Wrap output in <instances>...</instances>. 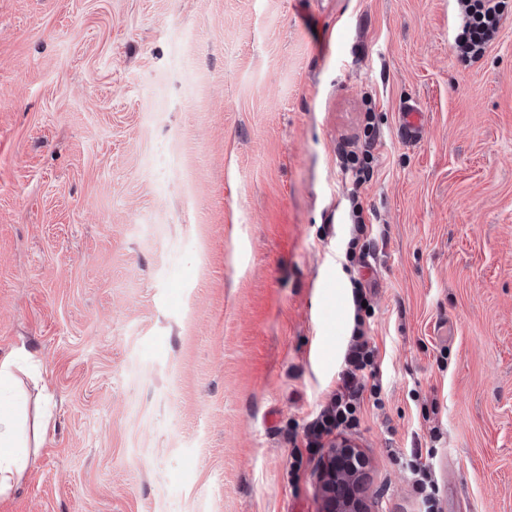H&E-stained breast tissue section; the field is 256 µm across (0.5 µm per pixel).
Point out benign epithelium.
Masks as SVG:
<instances>
[{
    "label": "benign epithelium",
    "mask_w": 512,
    "mask_h": 512,
    "mask_svg": "<svg viewBox=\"0 0 512 512\" xmlns=\"http://www.w3.org/2000/svg\"><path fill=\"white\" fill-rule=\"evenodd\" d=\"M358 456L346 442L327 448L320 470L325 512H365L362 499L354 493L363 481V467L355 462Z\"/></svg>",
    "instance_id": "obj_1"
}]
</instances>
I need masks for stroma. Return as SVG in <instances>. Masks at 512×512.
Here are the masks:
<instances>
[{"label": "stroma", "mask_w": 512, "mask_h": 512, "mask_svg": "<svg viewBox=\"0 0 512 512\" xmlns=\"http://www.w3.org/2000/svg\"><path fill=\"white\" fill-rule=\"evenodd\" d=\"M0 0V357L54 425L0 512H322L295 456L344 368L368 512H512V0ZM407 103L420 141L397 129ZM376 133L350 194L338 147ZM360 208L373 270L337 262ZM457 2L467 19L462 31L455 38L454 49L459 59L472 63L484 55L500 29L502 1L458 0ZM425 123V115L414 104H405L400 112L398 132L407 142H415L421 135ZM367 292L368 288L360 280H354L352 291L354 325L352 342L344 355L346 369L338 378L336 391L331 397L330 404L309 425V439L305 446L309 452L314 448L323 447L322 439L335 431L337 437L347 430L358 427L366 371L372 379L378 376L377 351L367 339L365 320L361 315V312L368 308ZM363 301L367 303L366 308L362 306ZM407 454L406 466L417 490L425 512H442L440 506V487L435 477V470L422 462L420 440L414 439Z\"/></svg>", "instance_id": "stroma-1"}]
</instances>
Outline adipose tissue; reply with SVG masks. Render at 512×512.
Wrapping results in <instances>:
<instances>
[{
  "mask_svg": "<svg viewBox=\"0 0 512 512\" xmlns=\"http://www.w3.org/2000/svg\"><path fill=\"white\" fill-rule=\"evenodd\" d=\"M40 381L33 353L22 348L0 358V498L20 485L54 424L44 393L32 396L26 389Z\"/></svg>",
  "mask_w": 512,
  "mask_h": 512,
  "instance_id": "obj_1",
  "label": "adipose tissue"
}]
</instances>
